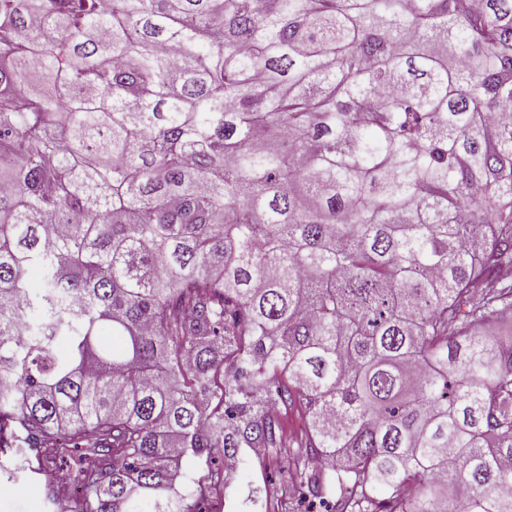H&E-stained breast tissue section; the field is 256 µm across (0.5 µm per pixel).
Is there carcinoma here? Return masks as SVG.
I'll use <instances>...</instances> for the list:
<instances>
[{
	"instance_id": "1",
	"label": "carcinoma",
	"mask_w": 512,
	"mask_h": 512,
	"mask_svg": "<svg viewBox=\"0 0 512 512\" xmlns=\"http://www.w3.org/2000/svg\"><path fill=\"white\" fill-rule=\"evenodd\" d=\"M463 2L3 0L0 453L69 461L52 512H199L295 405L246 512H512V0Z\"/></svg>"
}]
</instances>
